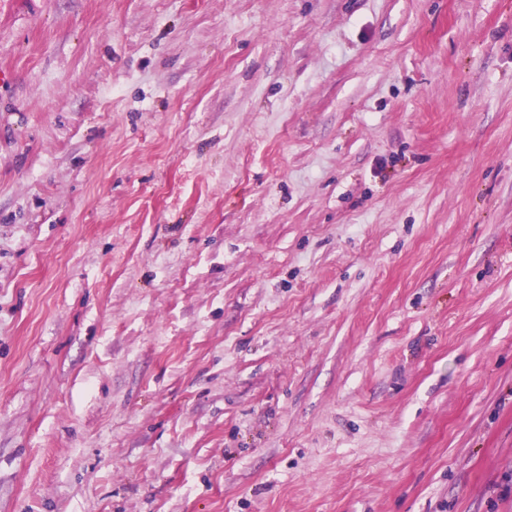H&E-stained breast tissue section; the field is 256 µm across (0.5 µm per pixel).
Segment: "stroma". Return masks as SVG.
<instances>
[{
  "mask_svg": "<svg viewBox=\"0 0 512 512\" xmlns=\"http://www.w3.org/2000/svg\"><path fill=\"white\" fill-rule=\"evenodd\" d=\"M0 512H512V0H0Z\"/></svg>",
  "mask_w": 512,
  "mask_h": 512,
  "instance_id": "obj_1",
  "label": "stroma"
}]
</instances>
